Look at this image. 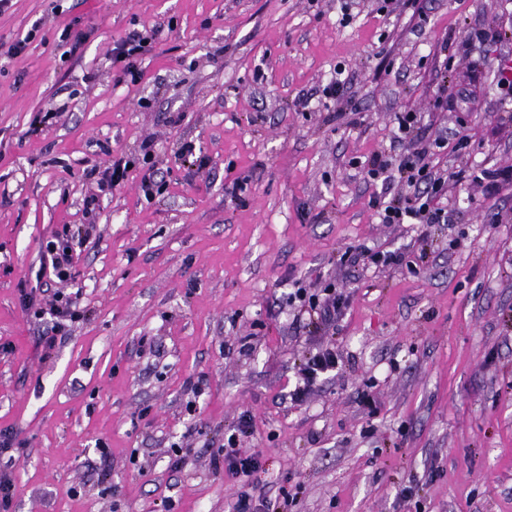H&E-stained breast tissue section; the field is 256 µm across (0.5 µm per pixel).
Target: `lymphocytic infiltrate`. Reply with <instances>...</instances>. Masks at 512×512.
Instances as JSON below:
<instances>
[{
	"label": "lymphocytic infiltrate",
	"instance_id": "f902f5d3",
	"mask_svg": "<svg viewBox=\"0 0 512 512\" xmlns=\"http://www.w3.org/2000/svg\"><path fill=\"white\" fill-rule=\"evenodd\" d=\"M395 120L397 141L408 142L410 146L407 155L398 160L383 153L372 155L365 165L366 177L370 181H379L385 185L398 182L404 186L405 191L387 202L373 199V206L378 208L381 221L385 224L448 223V209L440 204L447 193L446 179L443 173L434 170L431 165L432 157L445 147V137L430 136L419 112H399L396 113ZM132 166V160L118 158L112 160L109 166H94L87 170L86 177L92 181L96 190L84 197V213L94 210L99 191L120 186ZM95 230V225L91 223L76 224L64 228L54 241L48 242L51 274L58 282L64 283L72 278L78 251L86 245ZM294 297L307 304L310 311L316 314L317 323L321 326L332 324L349 304L347 296L337 293L330 286L322 288L318 293L300 288L296 290ZM23 303L26 309L32 310L34 317L48 314L57 320L54 335H46L41 339L43 355L47 358L51 357L57 344V335L64 332L67 323H76L84 318L83 313L76 310L71 298L60 291L45 306L30 294L24 296ZM338 365L336 350L331 346L316 349L305 356L298 365V382L290 393L292 401H304L321 378L335 371ZM252 433L250 417L241 416L224 445L221 459L224 469L242 482L234 512H258L257 500L252 493V478L262 467V454L258 451H243L239 446L241 438L251 436Z\"/></svg>",
	"mask_w": 512,
	"mask_h": 512
}]
</instances>
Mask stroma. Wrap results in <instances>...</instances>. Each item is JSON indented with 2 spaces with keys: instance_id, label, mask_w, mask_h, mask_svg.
Masks as SVG:
<instances>
[{
  "instance_id": "1",
  "label": "stroma",
  "mask_w": 512,
  "mask_h": 512,
  "mask_svg": "<svg viewBox=\"0 0 512 512\" xmlns=\"http://www.w3.org/2000/svg\"><path fill=\"white\" fill-rule=\"evenodd\" d=\"M379 3L13 0L0 14V430L22 444L0 456L12 512L166 500L232 512L239 483L213 456L244 414L266 500L299 487L293 512H512V186L491 194L480 178L512 166V102L490 68L512 61V0ZM134 29L156 33L135 85L112 60ZM340 67L347 108L317 94ZM50 107L58 122L32 133ZM404 110L447 132L440 166L461 176L423 263L420 225L380 223L370 201L383 189L362 171ZM147 141L164 183L150 200ZM113 156L136 166L100 196V238L63 285L88 318L47 359L52 320L32 319L21 293L42 296L47 243L82 223L85 172ZM350 245L418 267L344 273ZM299 282L348 295L332 327L310 326L290 298ZM327 344L337 370L291 402L295 359ZM365 392L375 410L359 406Z\"/></svg>"
}]
</instances>
